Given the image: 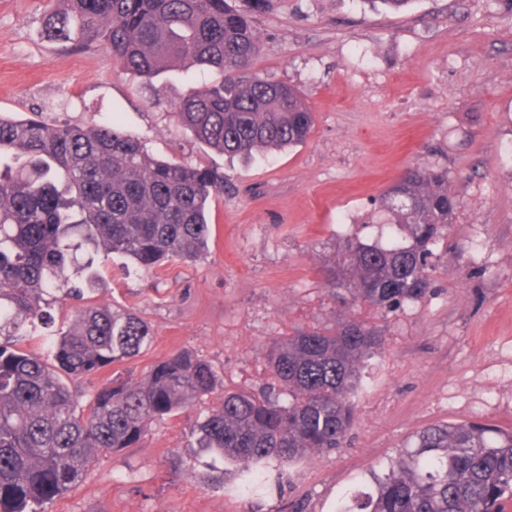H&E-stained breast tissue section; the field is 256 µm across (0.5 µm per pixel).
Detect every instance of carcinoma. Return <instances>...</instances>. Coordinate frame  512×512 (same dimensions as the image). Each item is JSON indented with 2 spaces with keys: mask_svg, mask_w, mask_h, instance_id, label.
<instances>
[{
  "mask_svg": "<svg viewBox=\"0 0 512 512\" xmlns=\"http://www.w3.org/2000/svg\"><path fill=\"white\" fill-rule=\"evenodd\" d=\"M44 29L76 50L105 46L116 63L150 78L179 65L206 66L218 84L191 91L178 122L229 157L303 144L315 118L302 93L261 79L252 64L262 40L230 0H61ZM224 175L151 157L115 121L56 126L0 113V512H46L98 457L140 443L155 420L192 410L219 381L188 351L156 362L140 379L117 376L94 390L105 368L150 345L149 326L107 305L75 312L46 358L20 348L47 298L69 286L78 250L119 256L140 268L196 261L208 249L211 202ZM386 241L348 240L320 272L324 285L381 313L422 299L428 260L451 223L456 200L445 171L408 167L383 192ZM379 329L351 311L335 325L296 328L269 354L272 378L261 397L224 392L195 416L191 447L239 467L240 486L276 463L283 473L344 443L368 362L384 353ZM373 491L343 495L336 512H512V428L438 424L415 432Z\"/></svg>",
  "mask_w": 512,
  "mask_h": 512,
  "instance_id": "1",
  "label": "carcinoma"
}]
</instances>
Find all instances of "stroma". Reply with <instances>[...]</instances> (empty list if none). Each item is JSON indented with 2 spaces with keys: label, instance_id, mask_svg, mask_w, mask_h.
<instances>
[{
  "label": "stroma",
  "instance_id": "1",
  "mask_svg": "<svg viewBox=\"0 0 512 512\" xmlns=\"http://www.w3.org/2000/svg\"><path fill=\"white\" fill-rule=\"evenodd\" d=\"M46 0H0V113L54 125L118 120L149 155L224 174L209 252L150 270L97 259L76 274L84 301L128 309L149 347L103 370L138 378L187 350L225 391L260 392L272 343L292 327H329L342 303L318 273L336 242L378 240L379 199L409 166L443 169L458 206L440 239L431 289L380 314L386 350L372 360L342 448L289 474L268 468L241 492L200 481L206 456L185 416L154 422L134 448L99 457L48 512H335L346 491L381 471L416 431L477 422L512 427V0H272L255 18L264 43L257 76L296 86L315 114L306 143L228 158L195 142L175 117L190 88L218 72H166L150 81L102 48L48 38Z\"/></svg>",
  "mask_w": 512,
  "mask_h": 512
}]
</instances>
